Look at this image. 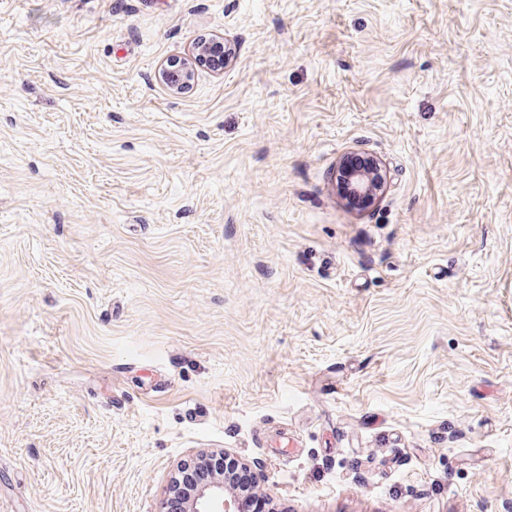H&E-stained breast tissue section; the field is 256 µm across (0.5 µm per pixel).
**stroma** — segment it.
Listing matches in <instances>:
<instances>
[{"label": "stroma", "instance_id": "1", "mask_svg": "<svg viewBox=\"0 0 512 512\" xmlns=\"http://www.w3.org/2000/svg\"><path fill=\"white\" fill-rule=\"evenodd\" d=\"M112 2L0 0V512H512V0ZM207 57L206 47L199 43L191 56L170 58L164 61L156 72L157 78L171 91L181 92L189 87L191 64L200 63ZM179 62L177 63V61ZM359 156L348 152L339 157L334 184L337 195L347 205L364 208L372 205L385 190L387 175L376 159L368 165ZM224 474L230 478V486L240 500L242 512H271L270 500L256 492L255 483L248 476L242 466H239L235 460L227 455L223 460ZM179 474L181 473L178 469L168 485L166 497L160 503L158 512L166 511L167 501L172 493H183L181 479L177 476ZM230 490L227 479L221 474L215 476L209 483L189 491L185 510L177 499L169 500L167 508L171 512H237V502Z\"/></svg>", "mask_w": 512, "mask_h": 512}]
</instances>
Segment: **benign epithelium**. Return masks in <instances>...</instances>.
Here are the masks:
<instances>
[{
  "instance_id": "obj_1",
  "label": "benign epithelium",
  "mask_w": 512,
  "mask_h": 512,
  "mask_svg": "<svg viewBox=\"0 0 512 512\" xmlns=\"http://www.w3.org/2000/svg\"><path fill=\"white\" fill-rule=\"evenodd\" d=\"M206 57V47L200 43L191 56L164 61L156 76L171 91L181 92L190 85L191 65ZM335 180L336 193L347 205L364 208L372 205L385 190L387 175L378 161L368 165L360 161L359 154L348 152L339 157ZM184 512H238L224 475L188 492Z\"/></svg>"
}]
</instances>
